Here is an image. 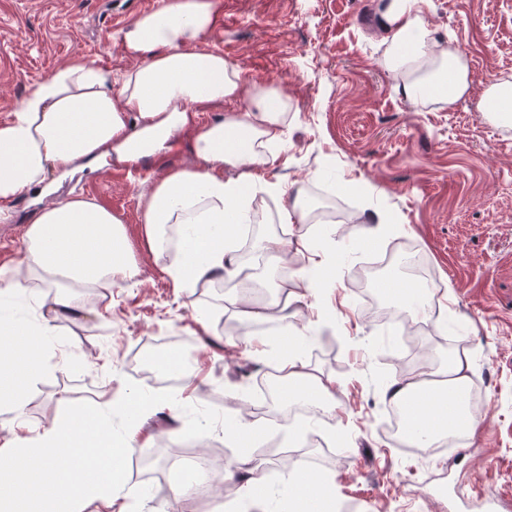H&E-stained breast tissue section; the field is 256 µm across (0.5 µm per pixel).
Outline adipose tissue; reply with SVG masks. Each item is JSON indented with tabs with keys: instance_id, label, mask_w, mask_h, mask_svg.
Instances as JSON below:
<instances>
[{
	"instance_id": "adipose-tissue-1",
	"label": "adipose tissue",
	"mask_w": 512,
	"mask_h": 512,
	"mask_svg": "<svg viewBox=\"0 0 512 512\" xmlns=\"http://www.w3.org/2000/svg\"><path fill=\"white\" fill-rule=\"evenodd\" d=\"M425 0H389L382 28L383 65L395 90L414 105H446L468 89L467 69L457 50L435 36ZM215 0H164L121 30L131 65L111 81L87 61L53 70L0 124V202L36 189L48 193L51 172L119 165L135 170L171 150L185 130L198 163L169 171L142 195L143 230L154 253L168 257L175 287L208 286L235 275L234 232L254 223L252 196L278 186L259 173L284 149L289 105L271 85L253 86L245 107L234 108L242 90L239 65L211 48ZM228 104L223 118L194 123V104ZM289 243L305 262V288L317 297L315 276L328 263L324 247L303 232ZM127 235L111 211L82 197L43 207L29 225L20 266L0 268V296L34 280L45 289L38 306L55 316L85 319L96 309L81 294L106 290L134 278ZM55 329L12 325L0 330V400L14 424L0 439V512H85L87 487L112 485L125 448L100 411L55 419L33 431L25 421L32 379L31 357L56 349ZM307 329L290 334V351L278 368L289 400L335 413L336 382L318 374L299 353ZM467 352L455 351L425 378L390 384L389 403L410 419L409 442L437 447L456 428L475 431L479 418L465 395Z\"/></svg>"
}]
</instances>
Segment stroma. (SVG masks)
I'll return each instance as SVG.
<instances>
[{
    "mask_svg": "<svg viewBox=\"0 0 512 512\" xmlns=\"http://www.w3.org/2000/svg\"><path fill=\"white\" fill-rule=\"evenodd\" d=\"M162 0H0V122L14 103L55 68L76 59L107 73L129 67L118 32ZM386 0H220L210 43L236 62L246 82L274 85L291 111L288 150L264 173L280 193L256 195L267 224L259 236H282L276 217L295 191L314 195L319 175L332 173L343 203L337 219L335 264L325 291L332 317L316 322L309 301L293 302L285 320L264 332L265 358L247 357L242 331L225 317L237 306L231 284L181 292L143 233L140 197L168 171L196 163L187 146L139 170H83L54 182V197L81 195L124 224L136 281L102 297L101 315L54 322L67 368L43 367L31 384L25 417L34 427L108 401L126 387L152 394L141 375L145 351L172 347L190 362L197 400L179 409L177 425L158 414L129 441L141 466L125 463L129 487L151 488L150 505L172 512H245L228 488L224 464L237 450L223 428L234 420L230 395L252 396L253 384L276 368L283 329L310 327L305 359L336 381L340 410L294 424L287 416L250 413L265 435L252 465L276 493L287 473L323 475L337 507L348 512H485L486 497L512 496V124L483 110L487 85L512 80V0H427L426 18L466 58L469 91L452 105L420 107L394 89L382 65L378 19ZM0 267L17 262L39 205L33 194L0 203ZM384 224H375L376 215ZM376 227L372 248L364 228ZM410 246L428 268L440 313L416 318L407 337L399 322L369 315L387 300L353 282L386 251ZM470 354V383L479 388L481 423L449 455L420 458L387 440V382L428 371L448 358L447 340ZM302 434L289 441L288 430ZM189 452L211 463L208 500L175 496L183 475L177 459Z\"/></svg>",
    "mask_w": 512,
    "mask_h": 512,
    "instance_id": "35a3bbf8",
    "label": "stroma"
}]
</instances>
